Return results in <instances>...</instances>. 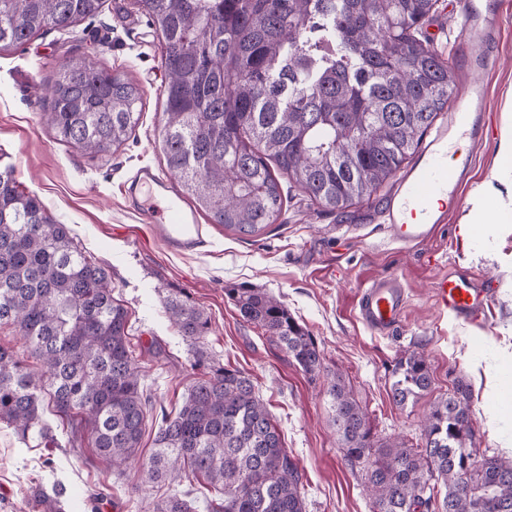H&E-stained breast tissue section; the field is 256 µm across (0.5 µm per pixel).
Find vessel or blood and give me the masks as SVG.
<instances>
[{"label":"vessel or blood","instance_id":"obj_1","mask_svg":"<svg viewBox=\"0 0 512 512\" xmlns=\"http://www.w3.org/2000/svg\"><path fill=\"white\" fill-rule=\"evenodd\" d=\"M462 43L459 66L466 71L484 65L496 43L498 29L488 18L481 0H465V10L457 15ZM486 89L481 81L469 83L443 128L436 132L419 164L399 183L385 203L387 223L399 241H428L444 212L433 200L456 204L462 197L471 172V160L459 147L460 141L483 140L489 130ZM125 196L136 204L146 223L152 224L170 249H195L199 231L191 212L184 208L171 183L151 168L138 171L125 185ZM432 292L439 310L460 317L478 315L475 290L462 280L438 278ZM407 306V293L399 277L373 281L361 292L359 318L371 330L386 333L394 329Z\"/></svg>","mask_w":512,"mask_h":512}]
</instances>
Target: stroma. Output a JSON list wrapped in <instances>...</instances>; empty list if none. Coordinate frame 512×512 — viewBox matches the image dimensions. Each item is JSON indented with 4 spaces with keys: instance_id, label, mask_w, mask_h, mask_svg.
Wrapping results in <instances>:
<instances>
[{
    "instance_id": "35a3bbf8",
    "label": "stroma",
    "mask_w": 512,
    "mask_h": 512,
    "mask_svg": "<svg viewBox=\"0 0 512 512\" xmlns=\"http://www.w3.org/2000/svg\"><path fill=\"white\" fill-rule=\"evenodd\" d=\"M463 0H438L426 24L432 46L450 55L459 39L454 18ZM503 31L496 67L488 79L491 125L473 149V184L491 179L501 112L512 91V17ZM82 59L123 71L143 90L139 123L127 143L93 156L56 140L45 112L61 65ZM161 39L134 0H104L101 13L73 31L48 29L24 45L0 51V168L9 166L48 214L67 225L112 277V296L128 311L132 342L161 345L160 360L146 364L142 384L155 406L175 413L193 377V353L165 313L172 291L187 296L210 321L208 359L244 371L254 381L305 484V512H372L361 469L351 468L330 417L326 374H306L282 347L240 317L233 289L260 288L303 322L323 352L328 371L341 373L366 413L375 440L419 444L432 402L463 378L472 393L471 418L481 454L512 457V222L488 225L474 236L460 228L470 209L461 201L433 237L408 246L381 217L391 191L384 184L370 200L331 211L292 184L279 221L244 237L198 213L201 245L166 247L150 225L128 208L125 181L148 166L166 173L160 149L164 121ZM455 273L478 282L487 326L440 314L431 288ZM399 276L408 292L398 327L385 335L357 316L361 290ZM407 351L423 353L433 384L429 393L400 406L390 397L393 371ZM58 447L23 441L0 425V512H41L31 491L61 482L71 512H153L169 493L141 484L138 463L121 470L99 459L90 444L69 447L70 427L44 407Z\"/></svg>"
}]
</instances>
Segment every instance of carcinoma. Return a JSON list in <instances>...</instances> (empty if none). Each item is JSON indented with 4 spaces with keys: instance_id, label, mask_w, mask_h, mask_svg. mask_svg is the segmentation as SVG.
I'll return each mask as SVG.
<instances>
[{
    "instance_id": "carcinoma-1",
    "label": "carcinoma",
    "mask_w": 512,
    "mask_h": 512,
    "mask_svg": "<svg viewBox=\"0 0 512 512\" xmlns=\"http://www.w3.org/2000/svg\"><path fill=\"white\" fill-rule=\"evenodd\" d=\"M437 0H140L162 38L161 149L212 223L252 235L279 220L285 177L329 210L370 197L416 151L455 86L423 35ZM103 0H0V51L45 27L97 16ZM142 90L118 70L63 66L47 121L63 142L106 156L132 135ZM275 168H270V165ZM239 316L274 337L310 375L326 373L333 423L350 466H363L374 512H512V458L482 457L461 379L425 417L421 444L374 441L343 376L324 367L307 326L258 288L233 292ZM169 321L194 350L175 415L161 414L142 482L197 481L206 512H305L302 475L248 375L204 354V314L178 293ZM29 355L0 346V423L49 434L43 402L84 424L98 455L135 460L151 400L128 313L95 257L40 197L0 171V325ZM391 397L431 390L425 356L395 366ZM154 512H198L177 494Z\"/></svg>"
}]
</instances>
